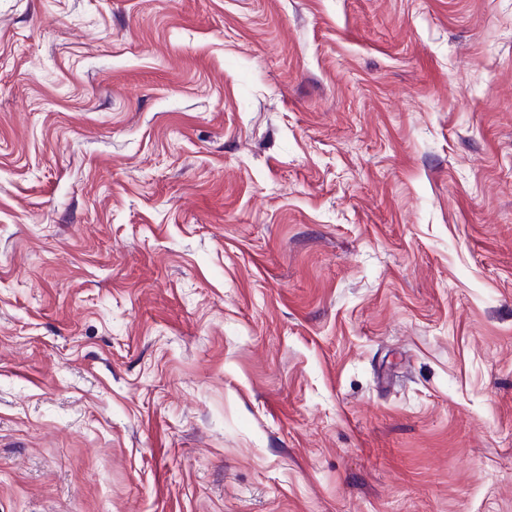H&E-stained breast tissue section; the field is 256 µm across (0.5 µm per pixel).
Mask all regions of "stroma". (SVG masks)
Masks as SVG:
<instances>
[{
  "mask_svg": "<svg viewBox=\"0 0 512 512\" xmlns=\"http://www.w3.org/2000/svg\"><path fill=\"white\" fill-rule=\"evenodd\" d=\"M0 512H512V0H0Z\"/></svg>",
  "mask_w": 512,
  "mask_h": 512,
  "instance_id": "obj_1",
  "label": "stroma"
}]
</instances>
